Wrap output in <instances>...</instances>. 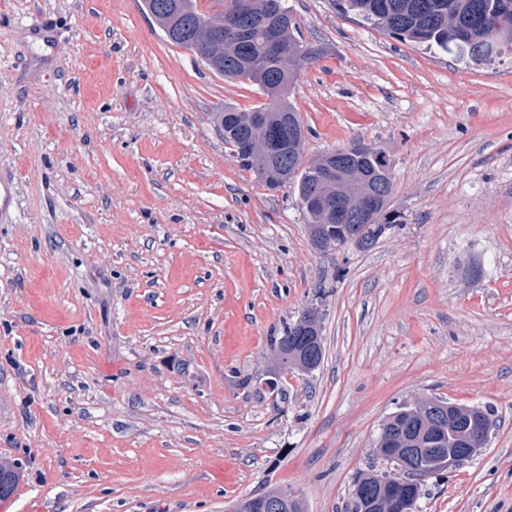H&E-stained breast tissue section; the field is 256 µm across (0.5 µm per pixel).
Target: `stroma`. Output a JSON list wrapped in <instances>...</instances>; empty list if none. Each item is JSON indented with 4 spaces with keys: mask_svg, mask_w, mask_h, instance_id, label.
I'll list each match as a JSON object with an SVG mask.
<instances>
[{
    "mask_svg": "<svg viewBox=\"0 0 512 512\" xmlns=\"http://www.w3.org/2000/svg\"><path fill=\"white\" fill-rule=\"evenodd\" d=\"M323 46L291 101L306 159L385 153L401 222L317 253L215 115L264 95L171 44L143 0H0V512H226L273 486L350 512L398 406L494 411L418 512H512V46L455 61L287 0ZM324 289L315 298V289ZM325 348L277 390L269 339Z\"/></svg>",
    "mask_w": 512,
    "mask_h": 512,
    "instance_id": "obj_1",
    "label": "stroma"
}]
</instances>
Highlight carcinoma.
<instances>
[{"instance_id": "obj_1", "label": "carcinoma", "mask_w": 512, "mask_h": 512, "mask_svg": "<svg viewBox=\"0 0 512 512\" xmlns=\"http://www.w3.org/2000/svg\"><path fill=\"white\" fill-rule=\"evenodd\" d=\"M345 14H353L363 22L399 40L436 48L455 61L491 62L505 45L512 44V0H336ZM145 7L168 40L188 51L212 72L228 80H244L257 86L267 102L242 111L224 106L216 120L235 157L254 169L261 181L271 188L293 187L299 197L310 241L327 234H342L349 222L342 216L327 217L322 199L336 200L341 211L348 210L354 200L374 190L387 187L385 199L372 211L374 224L398 223V216L389 207L394 190V177L385 154L366 147L350 156L332 151L320 158L305 160V126L298 125L296 143L288 140V116L298 112L288 102V93L298 77V67L290 56L292 51L304 52V60L319 61L324 50L317 45H303L291 32L270 39L268 21L276 15H291L286 0H222L220 12L210 16L198 9L196 0H144ZM240 21L249 33L224 32L223 18ZM264 136L275 150L272 164L253 151L252 141ZM340 167L343 177L336 182L325 179L329 167ZM272 370L284 374L297 370L304 374L315 371L323 361L322 337L314 335L296 323H288L282 334L270 338ZM432 406L437 416H424L426 406ZM450 402L432 398L414 404H403L381 424L377 452L394 464L398 481L383 485V491L393 506L387 512H400V506L418 502L425 472L436 469L428 461L435 453L459 447L460 419L478 422L491 415V409L480 406L448 408ZM428 418L423 453L424 463L407 470L401 464L402 435L425 426ZM377 474L360 477L354 487L352 512H363L365 504L358 490L365 486L378 487ZM268 501L271 512H288V499L294 500V512H305L303 500L292 491L272 488L255 494Z\"/></svg>"}]
</instances>
